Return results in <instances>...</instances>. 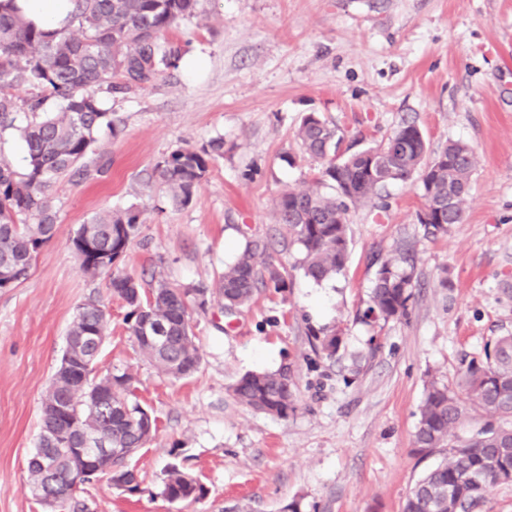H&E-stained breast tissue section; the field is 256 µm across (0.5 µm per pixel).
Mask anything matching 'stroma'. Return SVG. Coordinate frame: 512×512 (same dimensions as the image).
I'll return each mask as SVG.
<instances>
[{
	"label": "stroma",
	"mask_w": 512,
	"mask_h": 512,
	"mask_svg": "<svg viewBox=\"0 0 512 512\" xmlns=\"http://www.w3.org/2000/svg\"><path fill=\"white\" fill-rule=\"evenodd\" d=\"M185 45L171 76L112 97L121 132L101 129L100 172L53 189L57 233L28 277L0 290V512H45L27 473L42 399L88 297L109 313L99 372H126L158 420L156 438L129 462L135 492L98 480L87 512H401L415 482L447 455L415 452L426 385H457L465 361L512 332V0H204L200 17L169 31ZM307 112L362 150L403 123L430 150L474 146L478 164L466 220L428 235L419 185L396 182L350 215L346 270L317 283L277 252L290 285L261 289L243 313L218 302L192 316L198 371L170 378L127 330L128 305L108 275L86 277L70 249L98 212L132 205L146 222L122 269L150 289L213 285L245 234L276 230L274 203L321 167L295 140ZM224 140L190 205L173 204L153 174L173 149ZM409 250L418 285L400 320H364L376 262ZM337 332L326 357L321 340ZM288 369L296 409L282 419L239 404L230 388L251 371ZM178 465L208 490L169 503L165 472Z\"/></svg>",
	"instance_id": "35a3bbf8"
}]
</instances>
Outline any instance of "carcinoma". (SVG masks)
I'll list each match as a JSON object with an SVG mask.
<instances>
[{"label":"carcinoma","instance_id":"carcinoma-1","mask_svg":"<svg viewBox=\"0 0 512 512\" xmlns=\"http://www.w3.org/2000/svg\"><path fill=\"white\" fill-rule=\"evenodd\" d=\"M73 8L53 31L30 23L17 0H0V135L15 131L25 144L24 167L0 158V290L24 280L35 254L53 239L57 215L52 188L62 178L84 176L96 134L107 127L116 136L119 123L105 106L104 94L144 88L178 68L183 47L166 39L176 24L201 14V0H71ZM122 82L117 83L114 78ZM26 87L23 99L15 90ZM26 122L18 123L20 114ZM303 152L321 168L303 190L283 193L275 202L282 242L297 246L296 266L316 281L342 273L349 259L351 210L381 197L393 182L420 183L423 206L418 221L433 236L466 220L464 203L471 189L477 154L467 143L450 141L429 153L422 131L405 123L380 142L346 157L337 156L342 131L316 112L305 114L296 130ZM224 155V139L180 146L158 161L154 172L173 202L187 206L210 164ZM145 222L131 206L95 215L71 240L83 273L110 274L112 292L130 307L128 332L142 354L159 370L179 379L198 371L192 314L218 299L224 311L245 309L261 288L288 287L286 270L270 252L269 240L248 237L235 260L224 266L209 288H178L156 281L149 294L120 265ZM416 267L401 256L381 264L371 288L366 316L399 320L408 315ZM109 314L96 299L81 303L68 336L106 335ZM102 346L85 344L62 356L45 394L41 434L27 462L31 485L45 484L39 459L47 449L59 460L58 505L85 512V504L66 481L69 459L62 447L80 448L91 439L133 453L157 432L152 411L132 397L126 372L96 374ZM242 405L286 418L295 410L294 381L284 372H250L232 387ZM112 400L92 407L87 394ZM484 424L468 436L458 430L473 414ZM66 445H61V442ZM413 447L418 453L448 449L447 457L418 479L401 512H472L486 490L512 484V333L498 337L472 357L458 389L440 382L426 388ZM112 484L138 485L122 460L112 462ZM170 502H198L207 490L173 465L161 491Z\"/></svg>","mask_w":512,"mask_h":512}]
</instances>
